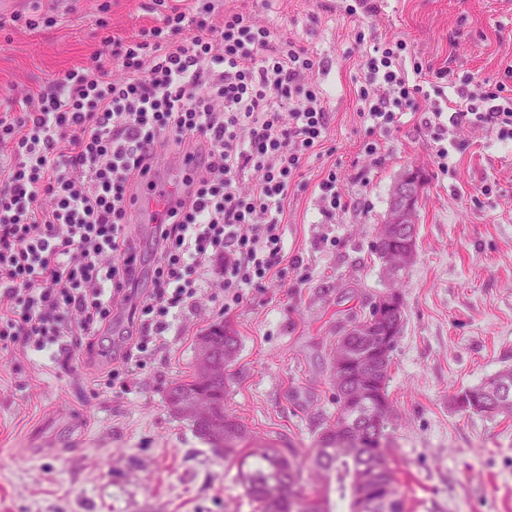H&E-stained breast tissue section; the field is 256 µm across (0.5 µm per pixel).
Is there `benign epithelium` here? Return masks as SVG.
<instances>
[{
  "mask_svg": "<svg viewBox=\"0 0 512 512\" xmlns=\"http://www.w3.org/2000/svg\"><path fill=\"white\" fill-rule=\"evenodd\" d=\"M423 184V177L416 168H408L399 174L392 190L393 205L376 233L375 245L385 248L384 270L391 279L397 278L399 269L414 258L417 203ZM400 302L401 296L396 290L382 293L377 299L378 312L373 319L353 325L337 337L336 355L332 362L339 383L355 379L364 386H379V377L385 372L386 351L394 347L400 337L399 322L396 321ZM353 336L364 339L368 345L359 357L352 354L349 347ZM215 356L216 350L211 344L201 343L198 351L200 372L213 380H222L229 359L218 362ZM493 390V400L499 405L512 401V388L508 380H495ZM366 406L368 410L354 415L352 422L375 423L384 417L387 409L381 395L366 402Z\"/></svg>",
  "mask_w": 512,
  "mask_h": 512,
  "instance_id": "obj_1",
  "label": "benign epithelium"
}]
</instances>
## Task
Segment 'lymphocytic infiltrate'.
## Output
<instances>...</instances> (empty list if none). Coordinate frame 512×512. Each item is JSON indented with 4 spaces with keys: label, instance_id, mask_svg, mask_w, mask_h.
Returning a JSON list of instances; mask_svg holds the SVG:
<instances>
[{
    "label": "lymphocytic infiltrate",
    "instance_id": "obj_1",
    "mask_svg": "<svg viewBox=\"0 0 512 512\" xmlns=\"http://www.w3.org/2000/svg\"><path fill=\"white\" fill-rule=\"evenodd\" d=\"M155 25L108 37L84 64L0 114V349L93 350L129 308L127 345L91 383L111 388L164 345L194 307L214 261L225 306L281 272L288 189L323 148L330 122L312 83L317 61L246 6L148 0ZM400 41L375 43L357 96L371 129L432 101L438 167L446 140L474 126L512 141V66L495 82L426 89ZM182 168L153 229L154 265L139 300L133 205L161 187L164 155ZM258 180L249 191L247 175Z\"/></svg>",
    "mask_w": 512,
    "mask_h": 512
}]
</instances>
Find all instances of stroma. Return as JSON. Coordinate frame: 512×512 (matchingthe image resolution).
<instances>
[{
	"label": "stroma",
	"mask_w": 512,
	"mask_h": 512,
	"mask_svg": "<svg viewBox=\"0 0 512 512\" xmlns=\"http://www.w3.org/2000/svg\"><path fill=\"white\" fill-rule=\"evenodd\" d=\"M258 0L256 13L312 51L330 125L288 193L280 276L246 289L225 309L202 301L173 323L160 352L128 389H92L128 328L115 313L94 356L0 353V512H250L235 466L216 458L166 392L191 375L198 337L232 325L238 351L224 371V408L241 419L246 445L306 454L336 416L331 350L351 319L389 289L404 302L402 335L387 387L408 512H512V416L462 413L451 397L512 368V144L487 130L454 129V173L441 174L428 112L401 113L397 128L370 132L356 89L373 43L403 41L408 59L478 80L512 65V11L500 0ZM144 0H24L53 16L28 29L0 28V113L101 49L152 25ZM383 146L362 154L364 141ZM408 167L425 183L416 254L388 279L375 252L393 184ZM335 170L350 208L329 218L317 184Z\"/></svg>",
	"instance_id": "35a3bbf8"
}]
</instances>
